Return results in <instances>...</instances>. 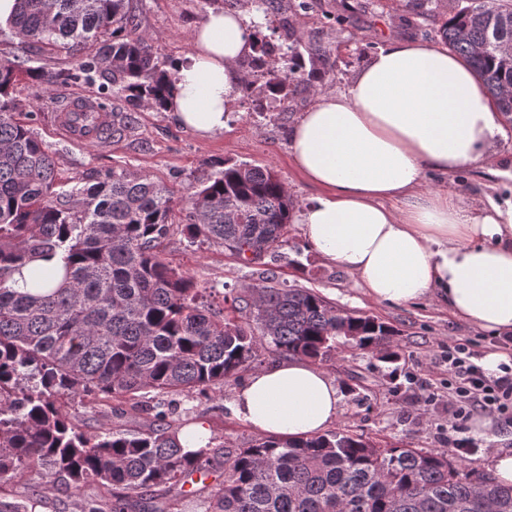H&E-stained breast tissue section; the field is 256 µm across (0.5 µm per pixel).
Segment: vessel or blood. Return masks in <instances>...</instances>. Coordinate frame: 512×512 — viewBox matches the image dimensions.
I'll return each mask as SVG.
<instances>
[{
    "mask_svg": "<svg viewBox=\"0 0 512 512\" xmlns=\"http://www.w3.org/2000/svg\"><path fill=\"white\" fill-rule=\"evenodd\" d=\"M55 125L71 142L106 144L112 139V114L96 99L73 97L53 114Z\"/></svg>",
    "mask_w": 512,
    "mask_h": 512,
    "instance_id": "1",
    "label": "vessel or blood"
}]
</instances>
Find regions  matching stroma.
Returning <instances> with one entry per match:
<instances>
[{
    "mask_svg": "<svg viewBox=\"0 0 512 512\" xmlns=\"http://www.w3.org/2000/svg\"><path fill=\"white\" fill-rule=\"evenodd\" d=\"M131 5L138 30L148 37L153 53L169 62L187 51L195 25L210 10L204 0H132ZM282 5L280 13L264 20L262 37L276 50L286 51L289 42L282 22L290 20L304 41L325 47L326 63L317 65L308 81L299 84L289 103L270 99L264 101L260 112L236 104L224 131L209 140H201L169 112L136 107L116 95L107 106L134 116L131 132L104 146L80 145L58 133L52 106L78 94L97 95V85L55 86L39 99L35 87L22 78L13 88V97L23 111H34L33 127L53 151L62 181L123 165L179 189L190 177L207 171L209 163L230 160L274 169L297 205L306 206L319 190L296 171L289 154L288 133L300 113L311 106L316 94L342 92L390 37L403 36L440 47V17L447 13L448 5L441 0L435 19L417 16L409 9L408 0H283ZM1 54H17L29 58L31 66L49 69L84 58L80 52L52 54L34 45H20L6 30L0 31ZM424 185L452 187L475 208L487 196L512 194V180L485 176L474 167L448 177L425 172ZM164 253L173 266L206 287L219 289L228 284L241 288L256 282L261 272L260 265L245 264L221 247L189 245L177 230L165 241ZM274 268L287 284L313 289L337 308L374 317L396 331L392 338V348L399 354L396 363L347 346L339 347L332 361L322 363V370L341 395L333 430L359 434L381 446L436 449L464 468L487 470L492 452H512V422L476 413L458 432L448 422L444 402L449 345L468 342L477 360L490 351L512 354L511 333L497 335L475 329L452 317L430 297L402 305L370 300L353 275L325 262L307 245L297 224L290 225L288 241ZM249 376V371L240 372L225 383L223 395L208 402L179 396L181 407L192 409L196 419L205 421L214 445L245 448L258 440V433L230 409Z\"/></svg>",
    "mask_w": 512,
    "mask_h": 512,
    "instance_id": "obj_1",
    "label": "stroma"
}]
</instances>
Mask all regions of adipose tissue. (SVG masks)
<instances>
[{
    "label": "adipose tissue",
    "instance_id": "obj_1",
    "mask_svg": "<svg viewBox=\"0 0 512 512\" xmlns=\"http://www.w3.org/2000/svg\"><path fill=\"white\" fill-rule=\"evenodd\" d=\"M243 10L215 9L174 62L167 110L200 139L223 132L253 52ZM502 116L467 63L445 48L391 39L345 90L319 96L289 135L294 167L321 193L295 221L309 246L354 275L364 295L431 296L456 319L512 333V198L472 211L460 194L422 189L432 170L500 175ZM328 375L295 359L255 371L233 401L259 434H320L339 414Z\"/></svg>",
    "mask_w": 512,
    "mask_h": 512
}]
</instances>
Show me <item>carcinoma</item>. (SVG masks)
<instances>
[{"label":"carcinoma","instance_id":"obj_1","mask_svg":"<svg viewBox=\"0 0 512 512\" xmlns=\"http://www.w3.org/2000/svg\"><path fill=\"white\" fill-rule=\"evenodd\" d=\"M459 2L448 0L441 41L512 122V66L501 59L512 47V0ZM133 20L130 0H17L7 21L24 45L82 46L90 55L54 70L0 57V487L37 476L48 489L70 490L77 512H512V486L485 470L345 431L184 451L169 394L211 401L266 354L327 361L340 345L383 347L394 330L336 313L271 268L246 287L224 285L216 315L212 289L163 252L177 190L117 167L62 183L31 126L34 112L18 111L11 89L23 75L40 95L92 84L105 68L126 100L164 110L176 72ZM259 34L256 25L241 90L286 102L305 81L302 39L286 29L291 44L278 55ZM295 207L273 169L225 162L191 186L181 232L192 245L260 263L288 242ZM26 269L31 288L20 291L13 283ZM77 397L92 410L124 401L146 415L147 428L88 434L69 413ZM215 473L218 482L207 483ZM193 477L201 486L184 490ZM88 484L99 492L81 493Z\"/></svg>","mask_w":512,"mask_h":512}]
</instances>
